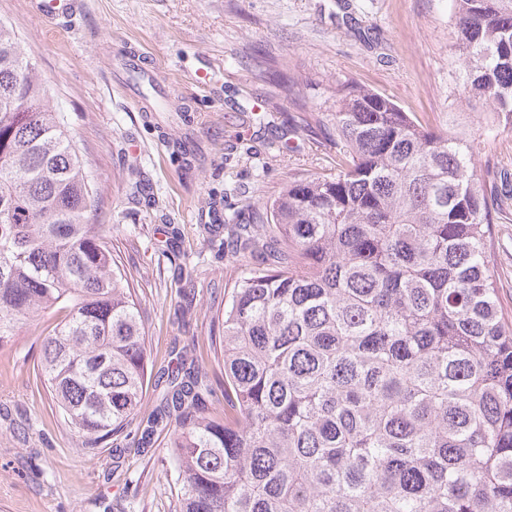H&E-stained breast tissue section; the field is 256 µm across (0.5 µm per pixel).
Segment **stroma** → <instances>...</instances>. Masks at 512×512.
Segmentation results:
<instances>
[{"instance_id": "35a3bbf8", "label": "stroma", "mask_w": 512, "mask_h": 512, "mask_svg": "<svg viewBox=\"0 0 512 512\" xmlns=\"http://www.w3.org/2000/svg\"><path fill=\"white\" fill-rule=\"evenodd\" d=\"M49 19L36 0H0L47 95L86 150L98 191L93 223L134 272L155 370L178 355L208 374L205 410L224 413L214 321L239 262L225 213L262 205L290 176L336 170L323 129L303 112L327 107L352 80L441 128L457 109L452 0H75ZM144 57L168 112H141L116 65ZM211 73L199 89L198 70ZM492 257L512 310V221L494 225ZM46 316L0 349V512H170L167 435L141 448L136 426L92 453L36 386Z\"/></svg>"}]
</instances>
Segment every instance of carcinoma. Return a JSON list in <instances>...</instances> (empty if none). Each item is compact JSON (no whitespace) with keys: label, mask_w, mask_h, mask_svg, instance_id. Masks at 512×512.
<instances>
[{"label":"carcinoma","mask_w":512,"mask_h":512,"mask_svg":"<svg viewBox=\"0 0 512 512\" xmlns=\"http://www.w3.org/2000/svg\"><path fill=\"white\" fill-rule=\"evenodd\" d=\"M460 104L512 123V0H455ZM324 129L336 173L289 179L234 253L251 260L207 373L167 376L140 415L148 355L135 290L91 223L78 142L0 19V348L53 312L39 384L81 450L133 421L168 435L172 512H512V319L491 270L503 201L484 126L438 130L348 81Z\"/></svg>","instance_id":"cac0c4a2"}]
</instances>
